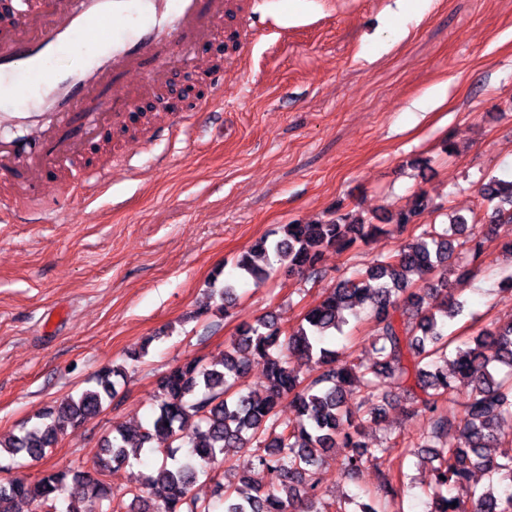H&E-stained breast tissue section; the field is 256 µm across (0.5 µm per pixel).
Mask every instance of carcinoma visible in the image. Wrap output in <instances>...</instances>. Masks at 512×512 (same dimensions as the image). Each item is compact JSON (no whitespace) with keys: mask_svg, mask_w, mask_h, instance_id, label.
Wrapping results in <instances>:
<instances>
[{"mask_svg":"<svg viewBox=\"0 0 512 512\" xmlns=\"http://www.w3.org/2000/svg\"><path fill=\"white\" fill-rule=\"evenodd\" d=\"M481 195L494 204L491 223H512V180L492 178ZM428 206L427 195L419 192L408 208L388 215L387 223L401 232ZM385 232L383 225L350 212L314 224H285L278 238L264 237L239 255L228 277L214 275L212 295L221 301L217 311L227 312L240 279L261 284L275 264L284 262L292 271L316 273L325 251H346ZM487 241L484 225L465 217L440 231L430 224L366 270L326 289L295 326L283 330L265 316L240 327L219 362L193 358L172 367L157 380L146 425L114 426L94 472L75 474L83 495L69 500L63 512H97L95 503L103 501L113 503L110 512H121L102 473L139 462L147 453L158 457L157 465L127 491L141 512H346L322 501V457L312 449L326 452L338 444L351 449L343 463L349 478L370 465H384L386 448L358 440L364 423L384 412L379 404L386 399L380 391L384 378L403 388L412 415L427 422L407 445L409 453L433 464L427 512H512V438L494 431L496 423L512 418V321L486 325L462 345L447 333L448 321L463 311L448 274L471 273L468 266L448 261L458 247L467 248L470 262L478 261ZM437 273L442 275L438 288H417L409 280L413 275L426 281ZM364 314L375 323L369 363L337 365L336 351L323 346L324 339L342 332L347 316ZM292 356L314 362L310 380L291 366ZM251 357L265 367L267 386L261 394L244 390ZM442 361L452 362V368L441 366ZM125 377L121 365L101 370L93 386L62 400L32 427L0 439V456L8 455L13 464L45 457L64 431L111 403L118 379ZM353 395L359 402L352 413L346 403ZM285 402L292 419L280 417ZM453 425L460 445L448 447L440 440ZM158 440L167 446H153ZM492 444L499 448L493 456L485 452ZM252 447L254 468L277 472L280 487L257 482L244 492L217 482L213 500L191 495L199 475ZM476 472L488 479L481 490L470 484ZM68 475L51 470L33 482L0 483V512H58Z\"/></svg>","mask_w":512,"mask_h":512,"instance_id":"cac0c4a2","label":"carcinoma"}]
</instances>
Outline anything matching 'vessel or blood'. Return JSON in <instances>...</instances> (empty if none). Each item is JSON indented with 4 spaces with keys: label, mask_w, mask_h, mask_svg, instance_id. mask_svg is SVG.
Instances as JSON below:
<instances>
[{
    "label": "vessel or blood",
    "mask_w": 512,
    "mask_h": 512,
    "mask_svg": "<svg viewBox=\"0 0 512 512\" xmlns=\"http://www.w3.org/2000/svg\"><path fill=\"white\" fill-rule=\"evenodd\" d=\"M233 0H22L0 27V184L11 192L40 185L48 172L85 167L102 125L121 121L146 96H160L172 66L203 60L208 98H224V68L203 59ZM136 28H129V21ZM107 48L88 66H49L61 48L88 33ZM46 88L38 110L12 112L8 103Z\"/></svg>",
    "instance_id": "obj_1"
}]
</instances>
